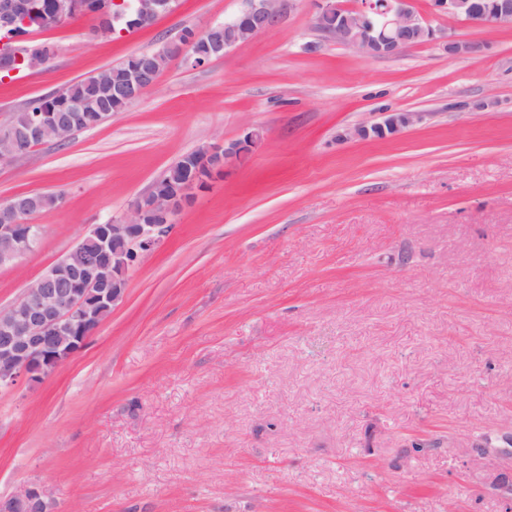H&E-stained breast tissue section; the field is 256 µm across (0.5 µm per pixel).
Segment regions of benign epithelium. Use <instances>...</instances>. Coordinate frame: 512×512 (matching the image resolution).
I'll use <instances>...</instances> for the list:
<instances>
[{
	"label": "benign epithelium",
	"mask_w": 512,
	"mask_h": 512,
	"mask_svg": "<svg viewBox=\"0 0 512 512\" xmlns=\"http://www.w3.org/2000/svg\"><path fill=\"white\" fill-rule=\"evenodd\" d=\"M247 7L224 24L211 25L182 45L193 65L201 67L224 56L234 45L271 30L281 16L282 0H246ZM413 0H354L348 7L342 0H320L314 27L327 38L373 57H392L436 40L435 30L413 9ZM27 0H0V33L15 42L25 39L12 35L18 21L42 25L58 19L44 12L21 17ZM132 8L136 22H153L174 9L172 0H115ZM436 13L482 29L512 25V0H499L486 7L477 0H432ZM166 47L133 56L122 84H112V93L129 104L140 99L157 82L163 67L158 65ZM10 55L35 69L45 63L37 48L11 49ZM422 112H389L372 128L358 126L347 132L366 137L370 132L396 133L423 120ZM84 130L78 111L57 113L31 128L18 132L13 126L0 128V167L27 156L37 145L63 142ZM264 140L259 128L244 137L207 147L213 162L185 154L181 186L166 193L151 188L131 203L122 218L110 224H93L70 251L48 267L24 290L21 299L0 308V389L21 381L40 382L77 356L97 333L102 314L123 298L127 274L142 255L153 252L171 233L176 216L192 201L191 189L203 187V172L211 176L224 173L242 155ZM37 206V195L12 198L8 209L0 210V266L15 263L28 253L42 234L39 224H26L17 216ZM48 492L32 487L23 494L0 499V512H42L47 508Z\"/></svg>",
	"instance_id": "7a95c632"
}]
</instances>
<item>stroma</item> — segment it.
Instances as JSON below:
<instances>
[{"instance_id":"obj_1","label":"stroma","mask_w":512,"mask_h":512,"mask_svg":"<svg viewBox=\"0 0 512 512\" xmlns=\"http://www.w3.org/2000/svg\"><path fill=\"white\" fill-rule=\"evenodd\" d=\"M245 0H177L106 38L92 15L35 31L54 59L0 81V125L40 96ZM413 6L440 40L372 58L284 0L270 31L203 67L170 59L95 129L0 168L33 251L0 267V307L118 219L184 154L262 128L128 273L121 302L44 381L0 389V498L49 512H503L512 475V26ZM453 36L478 54L444 50ZM402 134L345 138L386 112ZM382 122L373 125V132L396 133L414 122L423 120V113L420 112H386ZM48 492L44 487L28 488L23 494L0 499L1 512H41L46 510Z\"/></svg>"}]
</instances>
